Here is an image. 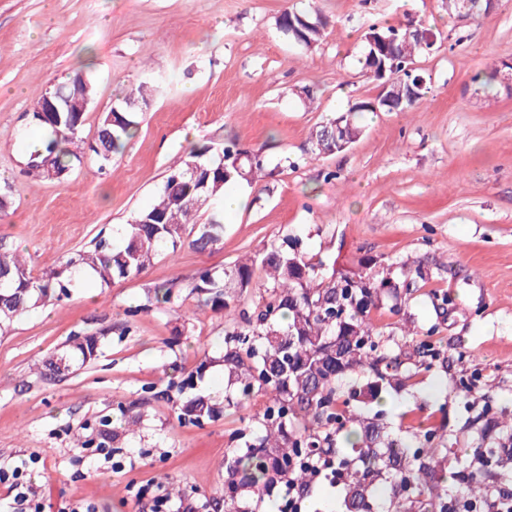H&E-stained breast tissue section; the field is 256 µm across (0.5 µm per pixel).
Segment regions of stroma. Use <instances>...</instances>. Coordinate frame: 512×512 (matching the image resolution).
<instances>
[{"label": "stroma", "mask_w": 512, "mask_h": 512, "mask_svg": "<svg viewBox=\"0 0 512 512\" xmlns=\"http://www.w3.org/2000/svg\"><path fill=\"white\" fill-rule=\"evenodd\" d=\"M316 5L332 23L311 50L278 28L290 10ZM414 18L438 40L416 58L428 92L410 111L364 117L360 139L315 156L310 135L351 103L375 97L359 68L371 23ZM512 62V0L479 17L449 13L444 0H0V189L10 206L0 241L29 254L32 275L54 271L148 207L167 170L190 147L236 139L263 151L268 177L243 185L224 217V238L200 254L162 251L135 278L78 284L68 298L34 308L0 331V465L26 466L47 512L93 503L97 512H150L134 494L147 483L181 490L196 512H215L224 457L251 438L268 398L253 393L205 425L181 423L179 385L223 399L226 323L196 303L191 284L298 238L310 257L363 273L424 263L428 280L404 313L376 317L387 349L439 354L412 385L372 397L364 378L342 382L354 412L417 449L421 423L448 446L438 497L468 498L455 472H471L473 420L488 414L512 433V84H484L486 68ZM96 95L80 135L92 139L121 93L149 76L164 84L110 168L93 157L61 179L26 171L27 114L75 74ZM175 284L179 313L156 307L153 289ZM107 329L94 360L54 383L42 360L71 333ZM476 379L463 391L461 381ZM142 417L125 431L121 410ZM110 417L125 467L82 458L77 438Z\"/></svg>", "instance_id": "stroma-1"}]
</instances>
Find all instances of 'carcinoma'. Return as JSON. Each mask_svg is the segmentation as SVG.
<instances>
[{
    "mask_svg": "<svg viewBox=\"0 0 512 512\" xmlns=\"http://www.w3.org/2000/svg\"><path fill=\"white\" fill-rule=\"evenodd\" d=\"M328 19L312 7L288 11L278 20V28L295 43L311 49L318 45ZM398 25L372 23L364 33L365 50L359 63L374 79L373 59L381 55L382 41L398 37L401 60L398 70L414 64L424 49L414 40L404 39ZM160 79L153 78L127 91L118 100V111L104 113L97 139L82 147L79 131L82 112H61L58 121L31 120L43 130V140L30 152V160L51 159L50 170L61 176L81 163L88 150L103 170L112 164L133 137L137 113L147 105ZM71 102L94 98L90 79L79 77L58 86ZM381 112L387 107L377 109ZM371 100L352 103L342 114L344 135L348 142L361 135L359 116L377 111ZM313 151L330 154L338 147L334 128L318 127L312 134ZM261 152H248L222 144L192 149L180 165L164 177L157 200L138 211L122 229L123 244L101 240L94 248L82 251L66 261L58 271L35 277L28 261L0 243V326L6 325L32 307L60 298L70 286L72 274L82 268L92 269L107 286L116 279L140 275L159 251H177L183 245L204 253L215 249L224 236V211L219 201L231 185L252 184L267 177ZM207 209L205 221L199 213ZM266 275L252 313L237 309L231 288L251 286L256 268ZM428 280L424 267L401 268L392 276L381 278L367 274L328 269L321 260L308 257L297 239L273 244L256 259L248 258L231 270L205 269L192 285L202 306L234 312L233 330L225 342L224 375L227 385L246 397L255 391L268 395L257 423L260 432L245 449L225 463L224 486L228 493L214 507L224 512H255L250 496L262 501L276 486L292 481L306 483V474L289 462L302 454L316 457L337 451L331 430L351 423L354 436L351 450L366 456V463L349 469L346 507L349 512H363L371 488L379 479L389 481L393 496L423 497L431 493L434 469L422 461L413 468L409 457H418L408 448H397L385 438L382 427L367 418L349 416L351 395L340 391L339 381L348 373L373 376L381 382L375 391L379 397L389 388L405 386L419 371L401 373L402 360L385 352V341L372 312L386 310L393 315L402 311L401 293H411L417 282ZM175 285L153 289L155 304L174 308ZM99 337L75 334L69 349L43 362L39 377L52 381L65 376L74 365H85L97 356ZM341 359H336V350ZM222 413L212 397L198 394L183 405L180 420L201 426ZM489 424L477 430V453L486 476L499 467L500 447L488 441ZM114 439L110 421L102 420L91 429L84 448L92 444L108 446Z\"/></svg>",
    "mask_w": 512,
    "mask_h": 512,
    "instance_id": "carcinoma-1",
    "label": "carcinoma"
}]
</instances>
